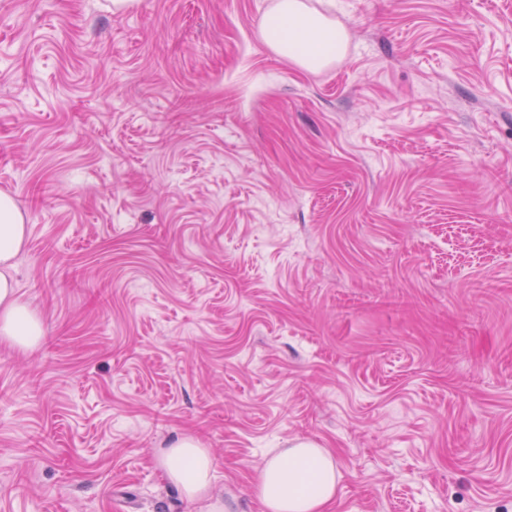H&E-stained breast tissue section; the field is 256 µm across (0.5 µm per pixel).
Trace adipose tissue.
I'll return each mask as SVG.
<instances>
[{
  "instance_id": "obj_1",
  "label": "adipose tissue",
  "mask_w": 512,
  "mask_h": 512,
  "mask_svg": "<svg viewBox=\"0 0 512 512\" xmlns=\"http://www.w3.org/2000/svg\"><path fill=\"white\" fill-rule=\"evenodd\" d=\"M278 54L314 71L335 59L344 35L306 0H276L262 24ZM27 237L25 217L13 198L0 193V341L27 350L45 335L41 317L23 301L13 277ZM168 480L189 501H205V512H224L209 500L214 463L200 441L183 437L163 452ZM336 464L328 449L301 441L270 459L257 473L255 494L262 512H329L336 494Z\"/></svg>"
}]
</instances>
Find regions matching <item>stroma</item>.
<instances>
[{
	"instance_id": "1",
	"label": "stroma",
	"mask_w": 512,
	"mask_h": 512,
	"mask_svg": "<svg viewBox=\"0 0 512 512\" xmlns=\"http://www.w3.org/2000/svg\"><path fill=\"white\" fill-rule=\"evenodd\" d=\"M0 0V192L47 334L0 344V512H226L297 440L330 512H512V0ZM273 20L276 24H273ZM263 36L278 54L307 71L335 60L345 35L304 0H277L265 16ZM162 466L184 499L198 502L206 498L214 463L209 448H203L200 441L192 437L177 439L164 450Z\"/></svg>"
}]
</instances>
